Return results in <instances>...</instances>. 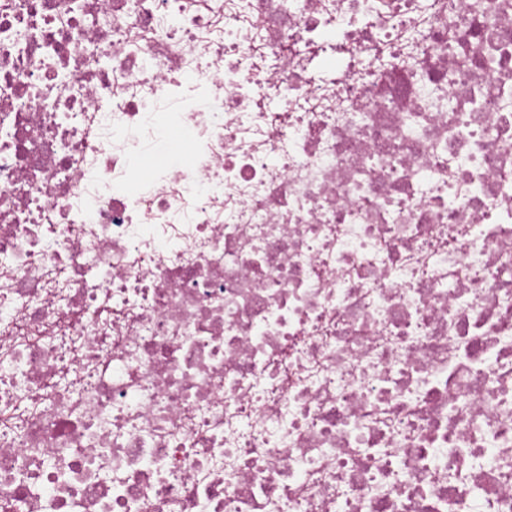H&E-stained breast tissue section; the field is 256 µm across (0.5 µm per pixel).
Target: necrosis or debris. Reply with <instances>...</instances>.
<instances>
[{
  "label": "necrosis or debris",
  "mask_w": 512,
  "mask_h": 512,
  "mask_svg": "<svg viewBox=\"0 0 512 512\" xmlns=\"http://www.w3.org/2000/svg\"><path fill=\"white\" fill-rule=\"evenodd\" d=\"M0 512H512V0H0Z\"/></svg>",
  "instance_id": "4bbe7bcc"
}]
</instances>
